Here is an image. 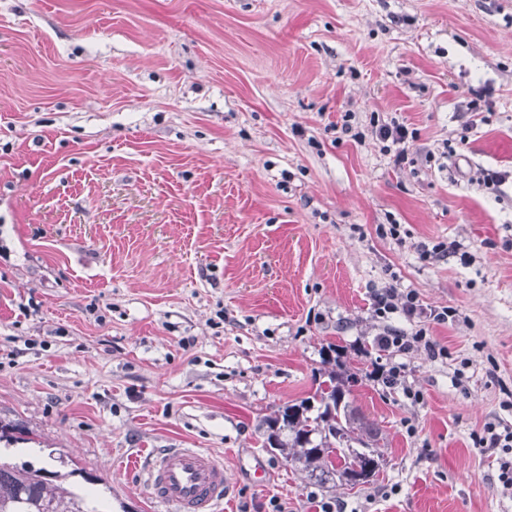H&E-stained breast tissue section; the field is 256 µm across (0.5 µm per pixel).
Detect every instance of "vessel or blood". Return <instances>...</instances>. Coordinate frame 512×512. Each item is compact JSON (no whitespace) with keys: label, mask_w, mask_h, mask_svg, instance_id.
I'll list each match as a JSON object with an SVG mask.
<instances>
[{"label":"vessel or blood","mask_w":512,"mask_h":512,"mask_svg":"<svg viewBox=\"0 0 512 512\" xmlns=\"http://www.w3.org/2000/svg\"><path fill=\"white\" fill-rule=\"evenodd\" d=\"M152 499L177 512H218L229 494L224 463L202 448H164L143 464Z\"/></svg>","instance_id":"obj_1"}]
</instances>
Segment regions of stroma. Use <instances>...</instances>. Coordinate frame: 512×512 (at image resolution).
I'll use <instances>...</instances> for the list:
<instances>
[{
	"label": "stroma",
	"mask_w": 512,
	"mask_h": 512,
	"mask_svg": "<svg viewBox=\"0 0 512 512\" xmlns=\"http://www.w3.org/2000/svg\"><path fill=\"white\" fill-rule=\"evenodd\" d=\"M389 286L457 310L420 403L375 376ZM331 344L384 458L352 489L259 429ZM0 420L112 512H176L124 468L163 448L222 455V512H512L473 445L512 428V0H0ZM376 137L383 143L386 151L391 152L394 148V161L397 164L402 163L407 155L406 144L409 139V131L403 124L392 121L391 123L382 124L375 130Z\"/></svg>",
	"instance_id": "obj_1"
}]
</instances>
